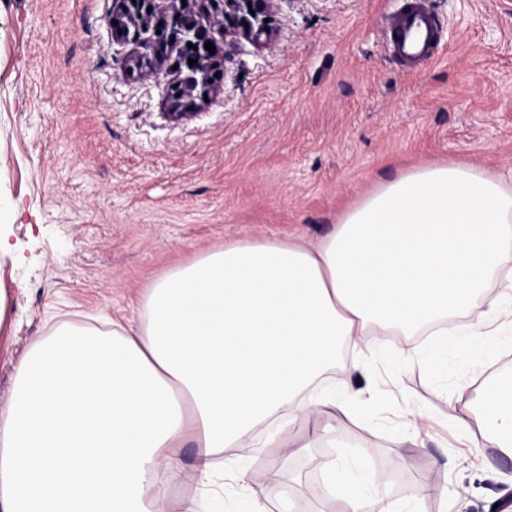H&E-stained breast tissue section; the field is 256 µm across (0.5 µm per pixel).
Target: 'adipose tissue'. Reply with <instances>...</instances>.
Segmentation results:
<instances>
[{
  "label": "adipose tissue",
  "mask_w": 512,
  "mask_h": 512,
  "mask_svg": "<svg viewBox=\"0 0 512 512\" xmlns=\"http://www.w3.org/2000/svg\"><path fill=\"white\" fill-rule=\"evenodd\" d=\"M491 311L512 303V188L503 176L452 163L380 183L317 243L244 238L194 254L152 281L137 321L111 331L58 326L17 366L0 410V512H167L144 489L178 472L192 445L209 482L224 450L307 445L299 423L323 434L378 404L372 387L336 393L318 379L342 346L371 373L385 337L425 336L406 362L448 354V320L492 280ZM481 441L512 456V374L480 398ZM344 512H395L318 462Z\"/></svg>",
  "instance_id": "obj_1"
}]
</instances>
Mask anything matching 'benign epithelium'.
<instances>
[{
	"label": "benign epithelium",
	"instance_id": "obj_1",
	"mask_svg": "<svg viewBox=\"0 0 512 512\" xmlns=\"http://www.w3.org/2000/svg\"><path fill=\"white\" fill-rule=\"evenodd\" d=\"M107 17L112 31L132 36L148 60L141 76L150 78L167 59L169 50L179 48L177 64L188 65L200 76L201 83L233 62L240 51L241 39L257 40L266 33L273 0H114ZM211 42L215 53L192 49L200 39ZM198 84L181 81L172 87L169 104L176 114L185 113L192 103Z\"/></svg>",
	"mask_w": 512,
	"mask_h": 512
}]
</instances>
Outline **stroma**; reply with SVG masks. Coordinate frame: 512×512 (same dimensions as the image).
I'll list each match as a JSON object with an SVG mask.
<instances>
[{"mask_svg": "<svg viewBox=\"0 0 512 512\" xmlns=\"http://www.w3.org/2000/svg\"><path fill=\"white\" fill-rule=\"evenodd\" d=\"M406 0H276L270 38L243 42L221 80L169 110L172 62L143 79L136 46L106 23L112 0H0V409L15 369L53 328L136 318L143 288L197 251L236 238H318L385 178L457 163L512 175V0H422L435 53L411 63L392 49L389 19ZM473 359L452 336L442 371L382 355L384 400L365 421L286 456L243 450L247 481L201 483L195 451L154 489L168 512L205 498L210 512L242 497L271 512H339L313 465L380 474L396 512H502L512 458L474 447L476 402L512 372V318ZM424 414L420 427L412 412ZM468 427H460L459 419ZM428 490L408 500L419 482Z\"/></svg>", "mask_w": 512, "mask_h": 512, "instance_id": "obj_1", "label": "stroma"}]
</instances>
